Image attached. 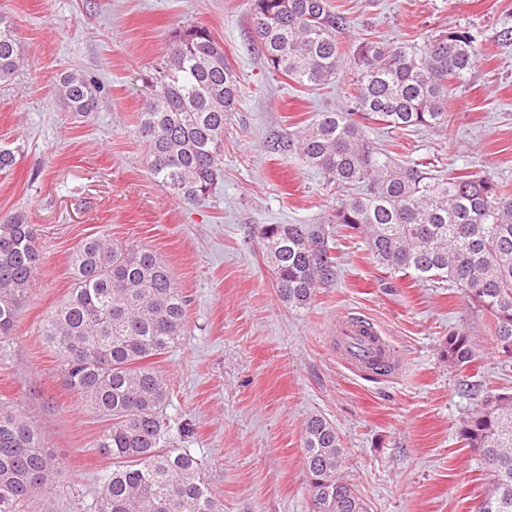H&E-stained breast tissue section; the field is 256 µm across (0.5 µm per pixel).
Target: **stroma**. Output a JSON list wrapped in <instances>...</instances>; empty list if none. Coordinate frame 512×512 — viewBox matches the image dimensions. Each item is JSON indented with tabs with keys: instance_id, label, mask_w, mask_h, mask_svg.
I'll return each instance as SVG.
<instances>
[{
	"instance_id": "obj_1",
	"label": "stroma",
	"mask_w": 512,
	"mask_h": 512,
	"mask_svg": "<svg viewBox=\"0 0 512 512\" xmlns=\"http://www.w3.org/2000/svg\"><path fill=\"white\" fill-rule=\"evenodd\" d=\"M345 48L372 38L415 47L467 27L478 60L448 97V127L367 136L396 159L491 175L512 190V0H332ZM22 60L0 82V147L18 148L0 173V216L36 225L35 284L9 335L0 336V409L40 431L55 468L30 512H90L109 459L95 441L107 424L62 383V361L41 334L69 293V255L88 237L155 251L190 299L177 348L155 368L173 388L165 416L180 447L204 464L221 512H309L303 424L336 427L343 476L367 512H478L489 478L459 436L472 404L462 381L512 391V358L494 352L487 315L458 289L391 274L364 239L334 231L336 276L308 311L289 310L252 234L256 224L333 222L339 194L322 174L271 150L274 132L301 129L316 112L349 105L358 77L313 89L271 73L251 50L248 0H0ZM202 24L223 42L240 78L224 125V174L213 194L184 207L149 173L137 113L177 28ZM95 77V112L68 111L53 93L61 74ZM370 322L402 354L398 376H361L343 363L336 320ZM478 343L479 369L441 355L449 335Z\"/></svg>"
}]
</instances>
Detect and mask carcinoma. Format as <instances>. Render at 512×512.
<instances>
[{
  "label": "carcinoma",
  "mask_w": 512,
  "mask_h": 512,
  "mask_svg": "<svg viewBox=\"0 0 512 512\" xmlns=\"http://www.w3.org/2000/svg\"><path fill=\"white\" fill-rule=\"evenodd\" d=\"M255 34L250 46L268 69L307 86L336 82L346 51L347 19L331 0H249ZM20 43L0 14V81L14 75ZM358 77L344 112H318L288 152L321 172L326 185L356 197L336 208L334 223L365 238L389 271L446 281L491 321L496 351L512 358V195L490 176L448 177L424 164L399 163L375 147L365 124L388 129L448 126V88L476 65V37L467 28L444 32L416 51L408 41L364 40L352 50ZM137 129L150 174L185 205L209 198L222 176L224 121L236 108L238 76L204 25L171 33ZM54 93L71 112L98 106L99 82L80 73L60 77ZM280 299L296 312L335 275L330 233L313 224H257ZM39 263L38 229L20 214L0 217V335L11 332ZM68 296L42 323V336L63 362V382L110 420L95 447L112 460L98 475L93 512H220L201 463L168 436L164 410L171 387L152 366L176 346L187 326V299L168 265L134 243L90 237L70 256ZM461 371L478 359V344L448 336L442 350ZM467 392L476 408L460 436L492 479L479 512H512V393ZM310 512H365L344 480L336 427L310 414L303 428ZM55 473L40 434L29 422L0 412V512H26Z\"/></svg>",
  "instance_id": "carcinoma-1"
}]
</instances>
